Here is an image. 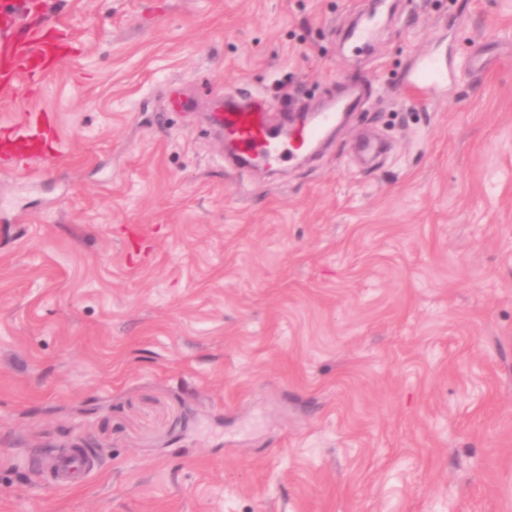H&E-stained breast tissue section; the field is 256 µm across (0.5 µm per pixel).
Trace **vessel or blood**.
Segmentation results:
<instances>
[{
    "mask_svg": "<svg viewBox=\"0 0 512 512\" xmlns=\"http://www.w3.org/2000/svg\"><path fill=\"white\" fill-rule=\"evenodd\" d=\"M0 53L21 59L19 65L0 67V96L4 98L13 95L18 85L29 88L39 85L48 74L54 57L53 51L39 36L20 44L13 43L9 36H0ZM443 72L438 59H422L410 86L411 93L416 98H423ZM357 106L356 90L349 87L328 107L313 112L303 123H292L285 111L274 121L270 118V105L259 100L252 91L240 89L226 92L211 118L234 144L230 158L237 169L242 170L256 162L273 167L297 154L313 152L335 129L341 113L353 111ZM45 141L42 127L24 120L11 126L10 136L0 144V150L43 158L48 154ZM89 468L87 459L76 454L58 462L54 478L65 484L70 475Z\"/></svg>",
    "mask_w": 512,
    "mask_h": 512,
    "instance_id": "obj_1",
    "label": "vessel or blood"
}]
</instances>
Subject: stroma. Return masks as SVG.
I'll return each instance as SVG.
<instances>
[{
  "mask_svg": "<svg viewBox=\"0 0 512 512\" xmlns=\"http://www.w3.org/2000/svg\"><path fill=\"white\" fill-rule=\"evenodd\" d=\"M26 2L62 49L0 138L61 147L0 155V512H512V0H397L361 50L371 0ZM351 79L314 159L225 164V91ZM441 62L436 58H424L420 61L418 72L409 87L411 93L419 99H423L428 88L443 74ZM11 137L3 142L2 149L6 153L26 154L44 158L50 151L45 146V135L39 123L32 124L24 120L9 128ZM56 469L55 480L60 484H66L69 482L70 474L87 472L90 469V463L83 455L76 454L60 460Z\"/></svg>",
  "mask_w": 512,
  "mask_h": 512,
  "instance_id": "obj_1",
  "label": "stroma"
}]
</instances>
